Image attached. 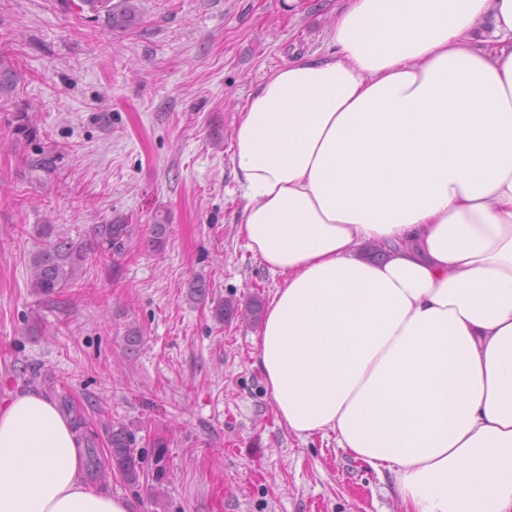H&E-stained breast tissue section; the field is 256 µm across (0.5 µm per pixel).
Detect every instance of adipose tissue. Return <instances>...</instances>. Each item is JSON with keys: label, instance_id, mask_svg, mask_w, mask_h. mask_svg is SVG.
Here are the masks:
<instances>
[{"label": "adipose tissue", "instance_id": "obj_1", "mask_svg": "<svg viewBox=\"0 0 512 512\" xmlns=\"http://www.w3.org/2000/svg\"><path fill=\"white\" fill-rule=\"evenodd\" d=\"M326 40L232 133L238 233L281 278L256 364L404 512H512V0H346ZM132 510L49 398L0 405V512Z\"/></svg>", "mask_w": 512, "mask_h": 512}]
</instances>
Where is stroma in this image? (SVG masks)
<instances>
[{"instance_id":"obj_1","label":"stroma","mask_w":512,"mask_h":512,"mask_svg":"<svg viewBox=\"0 0 512 512\" xmlns=\"http://www.w3.org/2000/svg\"><path fill=\"white\" fill-rule=\"evenodd\" d=\"M137 5L114 31L73 0H0V403L72 400L103 461L124 425L140 479L102 487L134 512H400L390 473L280 424L259 323L215 317L279 284L237 233L234 125L293 54L327 51L338 0ZM41 224L88 250L50 297L29 286ZM98 224L130 235L109 248Z\"/></svg>"}]
</instances>
